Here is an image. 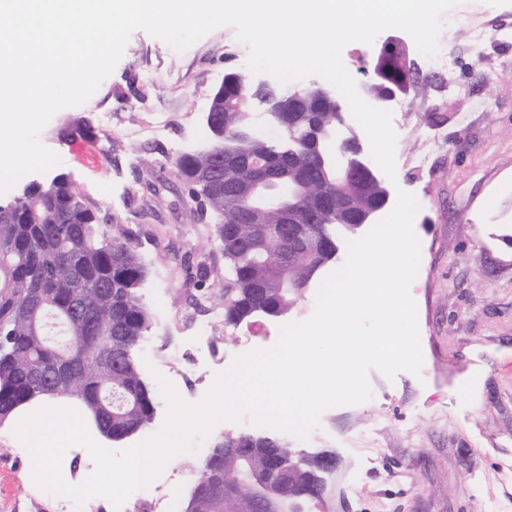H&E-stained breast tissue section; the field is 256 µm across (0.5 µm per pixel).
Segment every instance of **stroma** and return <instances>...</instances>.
I'll return each mask as SVG.
<instances>
[{
	"label": "stroma",
	"mask_w": 512,
	"mask_h": 512,
	"mask_svg": "<svg viewBox=\"0 0 512 512\" xmlns=\"http://www.w3.org/2000/svg\"><path fill=\"white\" fill-rule=\"evenodd\" d=\"M486 15L491 33L474 46L469 23ZM439 51L450 69L423 56L404 31L381 32L406 49L418 75L387 102L396 133L397 184L415 195L421 243L410 286L417 305L423 363L419 374L369 373L371 397L325 411L304 453L327 450L337 465L326 512H512V0H460L446 10ZM248 48L235 27H219L182 51L134 32L112 74L82 105L55 113L40 143L61 162L38 174L69 177L110 235L131 239L147 269L140 290L153 328L140 347L157 372L177 357L175 383L189 402L203 398L236 356L272 346L281 326L312 316L311 282L287 317L225 323L197 311L200 295L233 285L213 219L175 174L182 154L207 140L211 97L230 74L246 72ZM468 86V98L448 90ZM116 112L106 128L101 115ZM167 130L147 140L139 128L157 116ZM211 276L199 281L198 265ZM474 383L472 402L457 392ZM272 435L250 420L217 425L200 450L169 462L168 491L184 512L199 467L222 434ZM59 496L32 478L26 449L0 447V512H57Z\"/></svg>",
	"instance_id": "obj_1"
}]
</instances>
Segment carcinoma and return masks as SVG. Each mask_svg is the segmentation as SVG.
I'll use <instances>...</instances> for the list:
<instances>
[{
  "label": "carcinoma",
  "instance_id": "carcinoma-1",
  "mask_svg": "<svg viewBox=\"0 0 512 512\" xmlns=\"http://www.w3.org/2000/svg\"><path fill=\"white\" fill-rule=\"evenodd\" d=\"M388 55L378 59L382 80L370 86L379 98L401 87L398 70L388 69ZM253 92L235 78L214 98L206 116L207 146L176 161V175L202 197L216 219L215 232L232 276L225 300V321L237 325L259 315L281 317L315 275L337 253L341 234H353L386 205L388 192L375 174L366 175L356 193L358 222L318 216L308 225L311 242L256 236L257 225L242 219L243 186L252 177L246 159L261 138L254 132L249 102ZM308 111L293 113V133L268 144L271 164L288 182L304 186L297 202L309 215L318 209L317 194L325 186L320 156L330 147L315 142L344 122L336 100L305 99ZM237 166L224 169V161ZM135 245L109 237L94 213L64 176L48 183L31 182L0 205V421L41 397L78 400L97 429L121 440L152 424L155 406L142 378L135 352L152 329V313L139 288L145 278ZM112 360L102 362L107 342ZM282 449L295 482L276 481L267 472L268 456ZM323 453L301 455L281 438L226 433L213 446L202 468L218 471L224 482L238 484L252 474L283 506L301 505L311 512L321 499L305 495L309 487L326 490L327 473L316 465ZM185 512H236L233 500L195 486Z\"/></svg>",
  "mask_w": 512,
  "mask_h": 512
}]
</instances>
